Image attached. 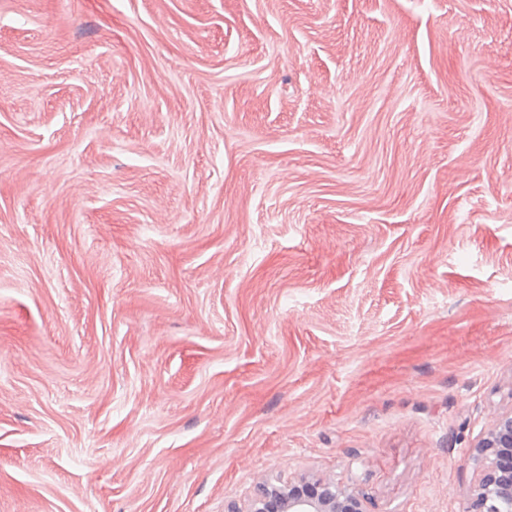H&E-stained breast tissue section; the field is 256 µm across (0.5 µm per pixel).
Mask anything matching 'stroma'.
<instances>
[{
  "label": "stroma",
  "mask_w": 512,
  "mask_h": 512,
  "mask_svg": "<svg viewBox=\"0 0 512 512\" xmlns=\"http://www.w3.org/2000/svg\"><path fill=\"white\" fill-rule=\"evenodd\" d=\"M510 408L512 0H0V512H462ZM370 497L329 478L258 482L247 502L226 504L225 512H370Z\"/></svg>",
  "instance_id": "stroma-1"
}]
</instances>
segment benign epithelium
I'll return each mask as SVG.
<instances>
[{"mask_svg":"<svg viewBox=\"0 0 512 512\" xmlns=\"http://www.w3.org/2000/svg\"><path fill=\"white\" fill-rule=\"evenodd\" d=\"M477 478L462 512H512V410L497 414L486 437L473 448ZM370 497L333 479L305 476L258 482L243 505L224 512H369Z\"/></svg>","mask_w":512,"mask_h":512,"instance_id":"obj_1","label":"benign epithelium"}]
</instances>
